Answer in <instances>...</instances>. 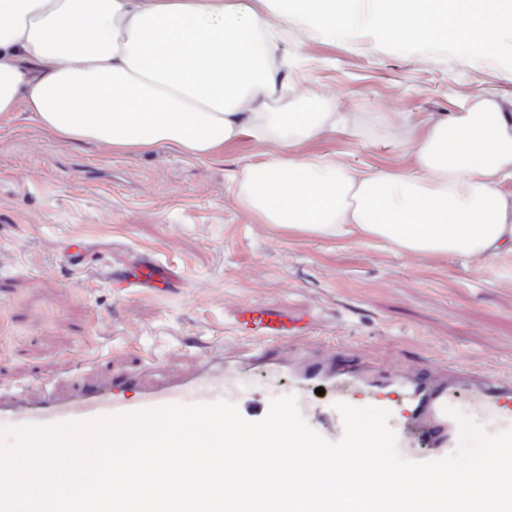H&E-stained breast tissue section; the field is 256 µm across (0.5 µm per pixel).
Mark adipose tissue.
Wrapping results in <instances>:
<instances>
[{
    "instance_id": "obj_1",
    "label": "adipose tissue",
    "mask_w": 512,
    "mask_h": 512,
    "mask_svg": "<svg viewBox=\"0 0 512 512\" xmlns=\"http://www.w3.org/2000/svg\"><path fill=\"white\" fill-rule=\"evenodd\" d=\"M267 19L224 0H0V117L26 111L55 135L125 151L173 145L210 157L241 138L281 150L232 174L264 223L415 254L512 256V115L484 107L431 118L412 171L291 157L346 133L332 112L272 111L288 78Z\"/></svg>"
}]
</instances>
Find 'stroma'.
Masks as SVG:
<instances>
[{"label":"stroma","mask_w":512,"mask_h":512,"mask_svg":"<svg viewBox=\"0 0 512 512\" xmlns=\"http://www.w3.org/2000/svg\"><path fill=\"white\" fill-rule=\"evenodd\" d=\"M279 22L276 53L294 90L273 110L339 112L348 126L289 155L404 171L418 161L390 144L403 120L420 136L431 116L488 103L512 113V70L496 63L404 55L368 36L337 40ZM275 150L243 138L207 159L170 145L122 152L62 140L23 112L0 119V387L83 374L82 349H120L119 370L153 357L187 366L194 338L250 350L252 338L229 326L240 303L308 320L294 344L327 341L340 363L512 376V257L421 256L262 223L228 175ZM74 241L85 260L62 267ZM144 253L175 266L184 287L113 288L107 268Z\"/></svg>","instance_id":"stroma-1"}]
</instances>
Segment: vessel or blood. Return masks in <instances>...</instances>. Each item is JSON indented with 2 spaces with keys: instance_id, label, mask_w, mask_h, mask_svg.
Wrapping results in <instances>:
<instances>
[{
  "instance_id": "obj_1",
  "label": "vessel or blood",
  "mask_w": 512,
  "mask_h": 512,
  "mask_svg": "<svg viewBox=\"0 0 512 512\" xmlns=\"http://www.w3.org/2000/svg\"><path fill=\"white\" fill-rule=\"evenodd\" d=\"M180 278L174 268L152 256L139 259V275L128 280L125 274L112 276L117 288L178 287ZM235 332L254 336L248 353L225 350L223 341L199 345L193 365L187 371L167 374L154 381L138 372H127L109 379L86 377L80 384L66 380L41 382L23 388L0 389V426H51L62 422H85L97 418L153 409L168 404L213 403L238 396L237 380L254 363H265L274 370L291 371L296 381L298 407L303 417L318 415V434L331 442L339 441L344 424L334 403L315 407L308 398L309 385L333 382L342 371L332 363L329 345L317 343L312 353L293 354L292 321L288 315L256 304H240L230 314ZM376 392L389 396L408 391L405 415L390 414L389 425L395 434L416 427L425 435L428 447L419 453L406 449L413 461L425 462L449 455L453 450L449 403L459 384L478 386L501 419V430H512V376L488 375L460 370L439 382H430L424 374L412 370L401 375L385 372L368 378Z\"/></svg>"
}]
</instances>
